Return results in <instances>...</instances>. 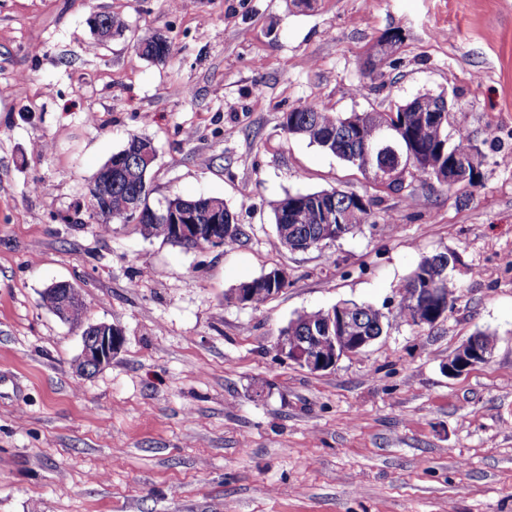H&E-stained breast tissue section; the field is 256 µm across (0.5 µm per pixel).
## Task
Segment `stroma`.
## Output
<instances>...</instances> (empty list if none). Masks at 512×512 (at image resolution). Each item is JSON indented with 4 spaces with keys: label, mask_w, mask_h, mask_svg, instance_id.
Instances as JSON below:
<instances>
[{
    "label": "stroma",
    "mask_w": 512,
    "mask_h": 512,
    "mask_svg": "<svg viewBox=\"0 0 512 512\" xmlns=\"http://www.w3.org/2000/svg\"><path fill=\"white\" fill-rule=\"evenodd\" d=\"M99 14L124 34L102 43ZM157 34L163 62L135 50ZM426 93L481 150L475 185L381 193L282 129L305 103L389 112ZM133 134L157 149L153 198H223L245 238L189 248L93 216L85 188ZM507 154L512 0H0V512H512ZM331 188L382 202L330 248L282 247L276 201ZM438 252L459 262L436 325H393L326 372L279 356L298 313L394 311ZM275 267L281 293L235 300ZM58 281L83 325L43 306ZM99 323L124 345L80 372ZM480 331L493 360L448 375ZM278 268H274L268 272H266L265 274H269L273 271H276ZM265 274L261 275L260 277L258 278H255V279H252L250 280L249 282H258V279H261ZM281 279H287V273L284 272V271H278V272H275V273H271L267 276V282H269L272 287H274L275 285V280L277 281H280ZM288 286V281H285V282H277L276 285H275V288H270V287H263V288H255V294H254V299H253V307L257 308V307H260L262 305H264L265 303H267L269 300L273 299L272 297H270L268 294L264 293L263 291H265L266 289L265 288H268L269 291L274 294L275 292H277V289L278 288H281L279 293L284 289V288H287ZM278 293V294H279Z\"/></svg>",
    "instance_id": "stroma-1"
}]
</instances>
